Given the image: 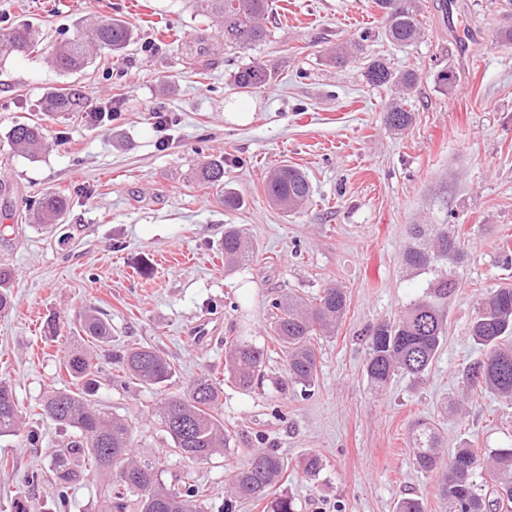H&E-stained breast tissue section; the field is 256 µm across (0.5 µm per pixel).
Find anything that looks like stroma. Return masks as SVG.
Here are the masks:
<instances>
[{"instance_id":"stroma-1","label":"stroma","mask_w":512,"mask_h":512,"mask_svg":"<svg viewBox=\"0 0 512 512\" xmlns=\"http://www.w3.org/2000/svg\"><path fill=\"white\" fill-rule=\"evenodd\" d=\"M423 2L425 36L404 48L385 38L373 0H272L267 40L236 51L191 0H0V32L27 23L41 33L34 53L0 61V267L12 271L13 299L0 313V380L13 386L28 427L0 439L9 461L0 468V512L53 510L70 433L37 405L69 385L59 363L71 347L86 348L110 377L98 399L131 423L141 459L166 441L155 413L161 393L123 382L116 352L131 344L162 351L175 368L174 392L203 374L219 379L227 448L191 468L168 456L162 474L177 485L194 471L208 512H220L232 472L254 448L285 459L278 491L295 497L298 512H395L415 497L426 512H446L435 475L414 464V422L436 424L448 459L465 442L512 444V401L466 381L479 357L469 332L477 302L512 283V47L499 41L512 16L499 0ZM87 18L122 19L135 37L121 56L105 50L86 71L58 72L52 53ZM361 32L369 35L362 60L331 64L328 49ZM376 57L418 74L406 131L382 120L393 90L363 77ZM255 58L275 78L239 92L232 75ZM444 68L456 74L446 91L434 81ZM66 82L81 86L82 112L46 120L49 148L38 158L17 152L13 125L36 118L43 97ZM109 105L115 119H96ZM219 156L225 183L243 198L239 209H225L198 178ZM281 165L312 185L294 216L265 192L268 171ZM57 191L68 207L47 228L29 207ZM230 224L255 254L228 271L221 243ZM415 224L457 225L464 244L451 267L447 337L423 383L399 377L378 391L364 372L368 337L427 281L401 262ZM332 284L344 288L348 308L334 334L317 338L314 387L278 389L285 361L270 344L269 302L288 292L310 299ZM91 309L109 320L111 345L82 332ZM235 336L269 347L263 379L248 392L224 375V340ZM311 453L324 461L313 480L298 466ZM33 470L43 475L35 487L26 481Z\"/></svg>"}]
</instances>
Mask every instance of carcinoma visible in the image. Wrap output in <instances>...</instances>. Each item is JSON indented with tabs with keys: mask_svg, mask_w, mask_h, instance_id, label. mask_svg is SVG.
I'll list each match as a JSON object with an SVG mask.
<instances>
[{
	"mask_svg": "<svg viewBox=\"0 0 512 512\" xmlns=\"http://www.w3.org/2000/svg\"><path fill=\"white\" fill-rule=\"evenodd\" d=\"M385 20V36L391 43L407 47L420 41L423 28L419 20L420 0H374ZM194 8L214 16L219 23L224 46L249 49L268 35L265 19L269 0H193ZM133 38L132 30L121 19L96 21L85 26L76 37L59 45L51 58L62 72L81 71L91 64L96 51L106 48L118 55ZM367 34L336 44L330 50L331 61L343 65L362 54ZM39 33L28 25H19L0 34V58L35 51ZM275 72L268 65L252 61L233 75L236 88L250 92L268 86ZM363 77L373 87H392L398 100L385 112L386 124L404 131L413 122V113L403 100L418 82L417 72L396 71L383 59H370ZM82 95L73 85L49 92L41 103L45 115L60 117L80 111ZM12 145L31 158L47 150L45 127L39 121L19 123L9 135ZM200 179L224 192V207L242 205L241 198L224 187V159L216 157L200 170ZM266 193L273 204L288 213H296L310 200L311 184L300 170L281 166L266 181ZM67 209V199L49 192L36 206L41 224H54ZM253 242L230 224L224 229V267L232 270L253 260ZM464 255L461 237L454 224H415L411 242L402 254L403 265L412 271L431 270L442 260L459 261ZM433 297L411 302L390 321L378 323L368 336L365 372L371 386L385 389L403 375L415 382L427 373L441 351L446 335L445 304L454 284L448 280L432 283ZM271 306V328L286 362L287 378L305 388L315 385L318 360L314 336L330 333L347 310V296L339 287L323 289L317 302L310 304L296 294L275 298ZM82 331L102 343L112 339L110 323L95 310L88 311ZM470 333L483 351V358L468 367L471 386L495 396L512 400V284H503L477 302ZM224 369L243 391L261 379L267 349L239 338L224 341ZM118 359L130 379L164 388L174 369L159 350L150 346H130ZM61 367L71 385L51 391L42 401L43 414L63 429L73 431L66 446L67 455L77 463L65 464L56 472L55 512H66L69 491L88 468L104 478L119 477L122 490L112 491V482L101 489L100 512H205L206 495L194 473L187 472L182 484L169 488L162 480L161 460L142 462L133 456V430L130 423L95 401L100 388L101 369L90 356L66 353ZM220 397L217 382L209 375L194 379L184 393H168L157 404L156 413L173 452L187 463H198L221 452L229 442L224 421L215 415ZM24 418L12 387L0 381V437L17 435ZM415 464L423 472L437 473L439 495L451 505V512H512V446L498 448L489 455L465 443L457 448L448 464L441 462V440L434 424L421 420L411 434ZM304 476L314 478L323 470L322 458L309 454L298 462ZM286 469L275 450L254 449L248 462L231 475L230 496L224 512H233L238 498L267 501L269 512H294V498L282 495L268 500L272 488Z\"/></svg>",
	"mask_w": 512,
	"mask_h": 512,
	"instance_id": "carcinoma-1",
	"label": "carcinoma"
}]
</instances>
